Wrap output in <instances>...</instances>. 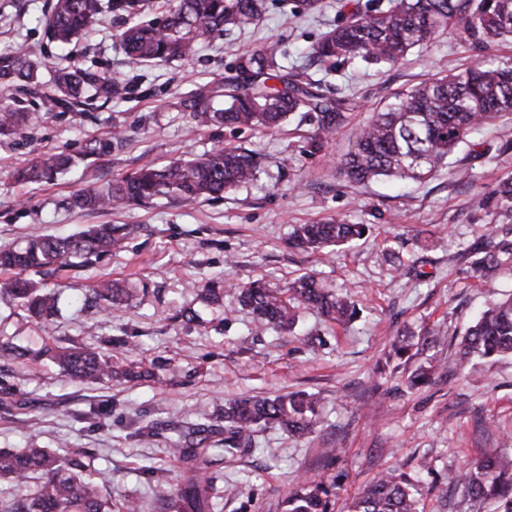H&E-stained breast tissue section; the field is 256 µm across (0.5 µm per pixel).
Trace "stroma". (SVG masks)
<instances>
[{
  "label": "stroma",
  "mask_w": 512,
  "mask_h": 512,
  "mask_svg": "<svg viewBox=\"0 0 512 512\" xmlns=\"http://www.w3.org/2000/svg\"><path fill=\"white\" fill-rule=\"evenodd\" d=\"M343 0H321L314 11L295 0H264L258 26L201 41L194 58L161 66L130 64L119 34L122 21L104 15L99 30L78 47L73 63L120 73L132 85L127 99L94 106L82 121L52 112L20 141L0 140V244L32 234L70 236L97 224L126 225V247L82 275L58 271L62 287L51 332L16 303L0 299V344L58 350L91 344L113 358L138 362L132 381L86 385L70 379L50 356L34 361L0 358V386L17 404L0 411V448H45L78 458L113 504L139 501L154 512L156 476L177 482L180 464L169 453L185 427L223 415L239 394L274 396L306 391L321 399L320 422L298 442L263 431L254 456L224 467V512H278L298 479L319 473L343 476L340 500L356 496L381 471L413 472L420 459L434 473L421 488L422 512H452L460 498L455 478L470 460L512 449V357L476 359L468 371L444 369L433 382L407 388V375L428 360H447L476 313L512 294V265L490 280L471 269L470 252L497 237L502 226L475 198L491 195L512 175V124L497 123L472 135L489 147L481 163L459 150L449 172L407 186L380 181L349 183L339 162L376 108L440 71L483 56L512 58V44L476 48L447 31L430 47L413 50L392 66L350 64L334 72L313 62L311 50L340 17ZM46 0H0V51L22 48L41 61L50 84L61 66L46 46L36 19ZM272 46L286 70L320 82L329 97L357 103L335 136L313 149L316 126L294 114L283 128L262 135L212 126L190 132L189 101L203 84H222L241 51ZM91 139L111 152L89 157L51 184L20 186L11 173L46 152L73 153ZM231 143L264 157L267 173L223 198L186 207L174 199L121 211L65 209L61 201L82 190ZM340 217L373 232L353 245L307 253L288 244L293 225ZM435 239L418 250L417 235ZM403 270L393 273V261ZM316 275L361 309L358 321L331 326L305 311L284 334L256 328L233 292L224 304L202 303L200 290L225 276L243 284L262 279L285 285ZM126 280L133 298L121 313L88 303L93 279ZM197 320L185 319L186 311ZM438 333L436 343L407 360L389 358L401 335ZM156 437L139 436L142 427ZM342 449L334 463L328 448Z\"/></svg>",
  "instance_id": "1"
}]
</instances>
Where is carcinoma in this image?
<instances>
[{
	"instance_id": "obj_1",
	"label": "carcinoma",
	"mask_w": 512,
	"mask_h": 512,
	"mask_svg": "<svg viewBox=\"0 0 512 512\" xmlns=\"http://www.w3.org/2000/svg\"><path fill=\"white\" fill-rule=\"evenodd\" d=\"M262 0H163L161 11L142 19L144 0H53L44 14L47 43L66 47L94 31L106 13L119 12L125 26L119 34L129 63L161 65L189 60L201 40L256 26ZM345 18L326 31L312 49L329 71L352 63L394 65L411 50L436 40L448 25L460 40L484 45L512 38V0H388L383 11L364 10L359 0H346ZM40 64L25 50L0 53V137L22 139L37 111L86 115L97 102L107 104L126 97L129 87L109 70L78 66L57 69L54 88L42 89ZM235 74L218 87L198 88L191 100V131L211 126L247 127L264 133L279 129L289 115L300 112L316 120L313 142L320 147L336 133L344 112L354 103L330 98L320 86L286 72L272 49L256 46L240 56ZM279 81L283 88L269 85ZM223 97L217 108L213 99ZM512 122V64L488 56L470 66L435 74L410 90L398 93L361 128L340 167L352 183L379 179L422 181L449 167V158L478 128ZM74 164L65 152L39 154L15 169L20 184L50 183ZM260 157L253 151L226 144L191 159L149 165L105 186L73 194L71 208L104 210L129 204H149L173 198L186 205L224 197V193L258 180ZM480 208L494 210L502 223L512 224V178L500 181L493 196ZM371 226L330 218L297 224L291 245L303 251L341 247L363 239ZM507 229L497 242L487 241L476 251L473 268L487 278L512 263V238ZM130 234L125 226L100 224L74 236L30 235L22 245L0 246V271L12 276L0 280V296L20 304L31 316L47 321L59 311V296L46 290L45 279L68 267L82 272L122 248ZM236 290L240 305L251 310L260 327L294 331L300 310L319 312L325 321L349 324L359 309L349 298L326 288L312 274H302L283 287L262 279L248 284L225 281ZM93 301L104 310L121 308L131 295L121 282L100 278L88 286ZM202 302L219 305L223 289L211 280ZM416 346L413 337L393 342L389 356L403 358ZM512 355V295L484 310L462 336L454 364L465 368L476 357ZM66 374L80 382L131 378V365H119L112 356L90 346L56 354ZM434 365L420 366L406 379L407 387L429 383ZM320 399L306 392L274 397L243 396L224 406V417L201 424L175 441L171 453L181 463L178 482H159L153 496L159 512H221L224 464L258 450V433L278 429L295 439L311 434L317 424ZM83 465L61 459L44 448L0 450V478L24 484L38 483L32 493L17 497L0 494V512H112V503L97 484L82 475ZM433 474L424 462L413 475L382 472L351 501L347 512H419L417 495L423 475ZM457 486L465 512H512V452L496 453L466 463ZM336 477H307L288 491L284 512H334L331 496Z\"/></svg>"
}]
</instances>
